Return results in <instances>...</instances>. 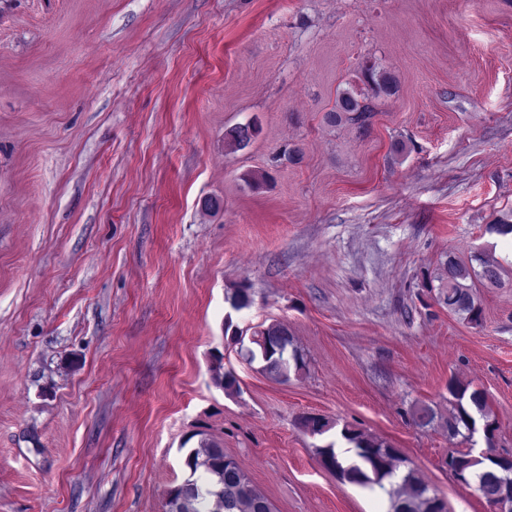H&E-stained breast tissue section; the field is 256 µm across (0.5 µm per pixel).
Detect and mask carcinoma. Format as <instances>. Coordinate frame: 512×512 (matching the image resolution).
Instances as JSON below:
<instances>
[{
    "mask_svg": "<svg viewBox=\"0 0 512 512\" xmlns=\"http://www.w3.org/2000/svg\"><path fill=\"white\" fill-rule=\"evenodd\" d=\"M372 109L368 98L356 90L343 91L336 103V111L329 114V121L336 124L347 122L359 125V121L371 117ZM258 130L257 125H240L225 134L229 144L237 149L245 147ZM448 288L440 300L448 312L462 317L470 323L482 320V307L471 286L465 280L472 277L470 270L448 259L445 263ZM251 347L247 349L248 359L262 363V371L271 377L288 379L289 373L297 375L306 370V361L293 345V336L288 325L273 322L260 325L252 332ZM215 382L228 394L240 392L236 376L231 371H215ZM448 393L455 402L448 418L437 416L429 405L417 406L411 416L413 423L425 428L438 424L448 431V436H464V431L476 423L470 410H475L483 421L486 448L479 455H473L469 448H451L449 456L456 458L463 467L464 476L486 499L501 491L504 484H512V459L495 448V436L499 429L486 402L484 394L470 389V384L457 378L448 381ZM301 427L313 436H322L335 424L321 416H304ZM339 435L350 448L343 457L333 445L316 449L320 463L333 471L342 480L361 487L385 488L384 481L391 478L397 469L404 467L399 489L388 491L392 512H437V497L430 494L428 484L420 473L407 464L398 449L372 437L363 431L345 424ZM189 476L169 491L167 512H272L268 499L255 490L251 480L237 462L224 454V449L210 443L203 449L191 450L185 460Z\"/></svg>",
    "mask_w": 512,
    "mask_h": 512,
    "instance_id": "obj_1",
    "label": "carcinoma"
}]
</instances>
